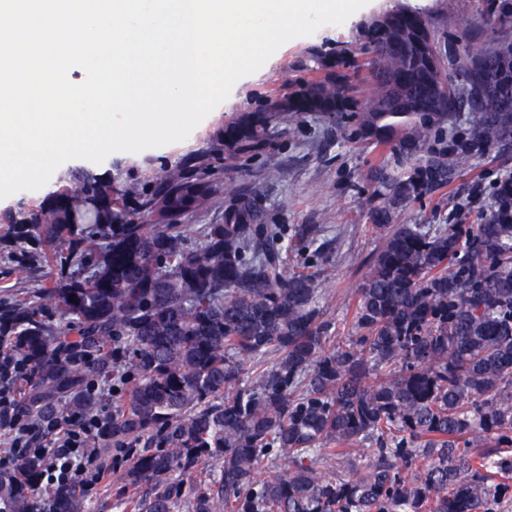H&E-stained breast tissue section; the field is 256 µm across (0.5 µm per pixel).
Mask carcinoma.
Segmentation results:
<instances>
[{"instance_id":"1","label":"carcinoma","mask_w":512,"mask_h":512,"mask_svg":"<svg viewBox=\"0 0 512 512\" xmlns=\"http://www.w3.org/2000/svg\"><path fill=\"white\" fill-rule=\"evenodd\" d=\"M372 89L349 94L342 51L303 84L224 125L215 152H268L273 124L323 112L354 136L375 126L393 150L370 173V230L383 239L354 295L290 269L287 228L229 177L165 165L146 191L112 197L87 169L11 216V261L30 280L45 249L70 276L0 301V353L16 414L39 439L67 416L102 418L88 456L112 452L124 512H509L512 509V177L478 224H394L448 184L483 146L512 135V41L442 50L435 22L399 3L366 29ZM475 114L465 138L420 154L440 125ZM217 224L183 219L218 191ZM320 224L295 237L320 255ZM74 300H69V296ZM333 305L353 310L334 335ZM282 470L265 478L262 468ZM50 459L0 470V512H87L81 482L43 492Z\"/></svg>"}]
</instances>
